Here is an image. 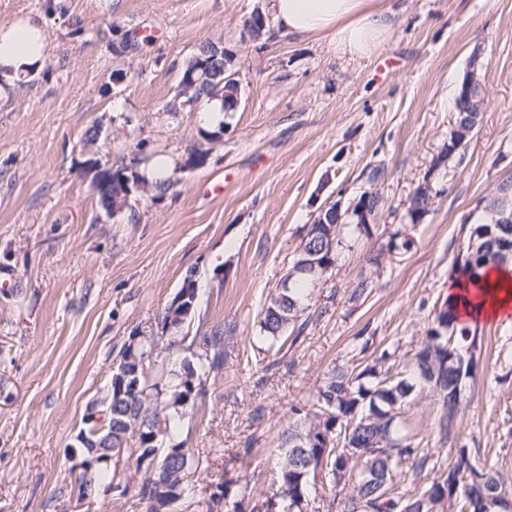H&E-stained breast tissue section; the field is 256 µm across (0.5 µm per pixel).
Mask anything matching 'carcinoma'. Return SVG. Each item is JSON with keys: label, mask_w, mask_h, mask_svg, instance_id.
I'll return each mask as SVG.
<instances>
[{"label": "carcinoma", "mask_w": 512, "mask_h": 512, "mask_svg": "<svg viewBox=\"0 0 512 512\" xmlns=\"http://www.w3.org/2000/svg\"><path fill=\"white\" fill-rule=\"evenodd\" d=\"M227 55L224 48L204 40L197 53L180 68L177 92L168 103H211L207 88L222 81ZM101 139V128H88L79 141L80 149L92 148ZM145 142L138 140L129 162L105 161L91 180V189L111 215L114 211H130L132 206L120 199L124 184L139 187L140 199L154 202L178 184L176 172L184 164H175L166 175L149 183L141 171ZM490 222L476 225L470 232L453 267L454 277L471 285L483 278L491 266L512 261V224L501 223L500 213L488 202ZM346 224L329 230L324 224H311L302 241L315 255L318 267L332 270L342 243ZM411 239L397 232L387 243L369 253L367 263L380 265L388 252L410 248ZM319 278L305 273L293 275L288 287L270 290L265 298L259 326L262 339L274 344L291 332H302L313 317L304 302L295 296V288L313 290ZM459 299L450 295L439 311L425 341L413 355L409 370H396V352L384 351L361 370L338 366L328 373L316 389L310 408L290 409L288 428L284 430L285 446L276 463V475L269 490L259 496L248 486L231 494L226 482L209 484L202 489L205 512H303L310 495L317 488L331 497L328 508L336 512H427L434 504L448 499V512H482L480 495L473 494L474 475H486L484 493H503L499 477L490 470L476 469L466 448L455 451L453 462L440 470L429 485L411 491L403 484L408 477L417 480L433 460L432 449L421 446L414 428L401 416V408L416 387L429 389L439 405L437 425L439 440L451 443L459 433V417L463 410L462 383L474 375V352L480 336L477 327L460 322ZM196 311L186 322L180 312L168 306L161 318L162 331L178 332L191 323ZM224 324L218 323L200 336L198 350L187 363L176 365L157 352L160 337L131 336L118 353L121 359L136 356L139 368L138 388L119 390L112 387V403L103 406L105 421L85 424L80 432L97 442L110 455L135 461L132 479L136 495L145 512H174L177 505L194 496L199 476L193 468V449L176 440L187 411L207 394L206 382L216 377L224 366ZM326 464L325 482L319 484L310 464ZM108 480L115 488L129 487L119 479L117 471L97 466L80 474L78 494L94 498L101 482Z\"/></svg>", "instance_id": "1"}]
</instances>
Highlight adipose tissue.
<instances>
[{"label": "adipose tissue", "instance_id": "obj_1", "mask_svg": "<svg viewBox=\"0 0 512 512\" xmlns=\"http://www.w3.org/2000/svg\"><path fill=\"white\" fill-rule=\"evenodd\" d=\"M269 8L280 36L327 34L359 56L389 30L387 11L377 0H271ZM46 46L39 25L0 28V83L11 84L20 70L41 65ZM485 280L486 288L460 308V316L477 322L512 316V266L489 268Z\"/></svg>", "mask_w": 512, "mask_h": 512}]
</instances>
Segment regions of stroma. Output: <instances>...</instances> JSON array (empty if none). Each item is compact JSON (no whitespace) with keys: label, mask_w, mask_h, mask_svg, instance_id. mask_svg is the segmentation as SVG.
<instances>
[{"label":"stroma","mask_w":512,"mask_h":512,"mask_svg":"<svg viewBox=\"0 0 512 512\" xmlns=\"http://www.w3.org/2000/svg\"><path fill=\"white\" fill-rule=\"evenodd\" d=\"M60 2L56 10L50 0H0V27L27 20L47 37L30 81L0 95V265L20 281L0 290V512H141L134 492L108 484L81 500L73 445L123 344L160 334L192 271L200 306L171 358L188 356L216 323L227 332L224 369L180 437L199 450L203 482L264 492L291 407L310 403L328 371L385 350L405 363L419 350L461 246L512 180V0H381L391 28L364 56L321 35L249 39L247 21L269 0ZM207 39L232 55L239 80L223 139L163 199L140 203L137 222L108 216L80 165L82 134L101 126L116 160L140 138L149 154L185 159L208 124L200 106H163ZM476 52L487 106L450 160L454 98ZM424 182L433 199L411 231L407 201ZM371 187L382 197L377 222L367 234L348 226L335 269L312 293L322 316L267 347L259 311L291 266L302 226L327 201L351 207ZM398 231L409 232L411 248L370 267L369 251ZM363 277L373 288L349 302ZM478 330L477 385L456 444L512 495V318ZM402 414L448 464L452 452L433 436L432 394H415Z\"/></svg>","instance_id":"35a3bbf8"}]
</instances>
